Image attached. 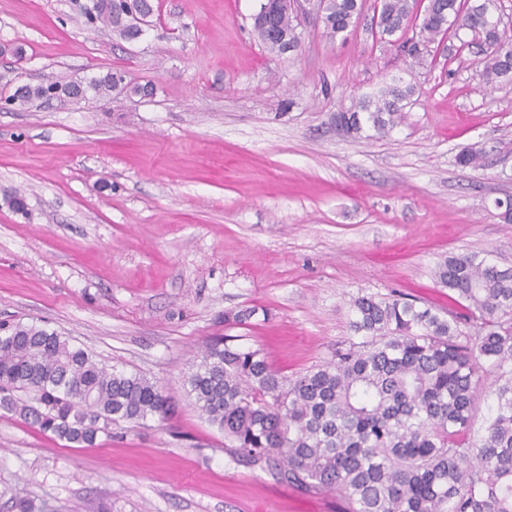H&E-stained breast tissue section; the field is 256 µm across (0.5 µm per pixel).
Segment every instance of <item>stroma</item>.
Here are the masks:
<instances>
[{
  "label": "stroma",
  "mask_w": 512,
  "mask_h": 512,
  "mask_svg": "<svg viewBox=\"0 0 512 512\" xmlns=\"http://www.w3.org/2000/svg\"><path fill=\"white\" fill-rule=\"evenodd\" d=\"M258 5L160 0L128 41L86 26L76 0H0V103L109 72L153 88L0 106V321L58 330L176 404L92 448L0 415L1 490L53 512H342L336 494L231 460L184 391L195 355L232 336L292 378L353 340L354 297L397 292L444 317L445 257L512 268L495 206L512 198V82L484 91L480 46L450 34L414 59L364 0L347 37L311 13L298 48L272 53ZM395 75L415 89L396 128L337 130L333 113ZM478 144L482 165H457ZM66 84L59 82H52L47 85L22 84L14 91L12 97L8 99V102L23 105L37 99L51 98L54 91L60 88L65 90Z\"/></svg>",
  "instance_id": "1"
}]
</instances>
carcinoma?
<instances>
[{
    "mask_svg": "<svg viewBox=\"0 0 512 512\" xmlns=\"http://www.w3.org/2000/svg\"><path fill=\"white\" fill-rule=\"evenodd\" d=\"M380 0L377 26L402 45L431 43L464 30L485 48L483 76L491 87L512 80V36L493 24L495 0ZM152 12V0H88L80 10L128 40L139 34L132 13ZM360 0H325L330 37L353 27ZM288 36L290 13L275 19ZM59 82L23 84L8 102L46 99ZM132 92L109 73L83 87L93 93ZM414 88L399 78L352 98L333 115L336 129L356 139L385 133L402 119ZM483 146L456 156L478 167ZM436 278L466 314L453 321L399 295L363 294L350 302V328L362 341L290 379L259 349L216 342L198 355L185 379L188 397L220 432L231 458L283 471L308 491L334 492L346 512H512V270L478 254L453 255ZM480 321L468 336L462 322ZM497 374L485 433L470 437L480 412L484 364ZM171 398L147 377L98 362L87 349L34 321L0 322V411L76 448H91L121 422L165 419ZM10 512H34L20 491L0 493Z\"/></svg>",
    "mask_w": 512,
    "mask_h": 512,
    "instance_id": "carcinoma-1",
    "label": "carcinoma"
}]
</instances>
